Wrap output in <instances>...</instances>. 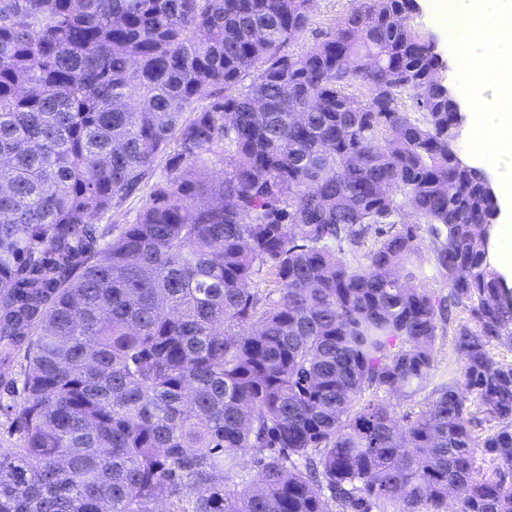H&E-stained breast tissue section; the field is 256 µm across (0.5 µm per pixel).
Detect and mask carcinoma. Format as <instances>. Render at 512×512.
<instances>
[{
	"label": "carcinoma",
	"mask_w": 512,
	"mask_h": 512,
	"mask_svg": "<svg viewBox=\"0 0 512 512\" xmlns=\"http://www.w3.org/2000/svg\"><path fill=\"white\" fill-rule=\"evenodd\" d=\"M312 2L0 0V512H512L490 177L415 0ZM353 0H314L312 3L313 19L315 27H324L331 20H336V15L345 13ZM452 326H445L444 332L439 333L435 341V355L438 365V373L448 369L456 368L458 356L453 345V336L451 335Z\"/></svg>",
	"instance_id": "carcinoma-1"
}]
</instances>
